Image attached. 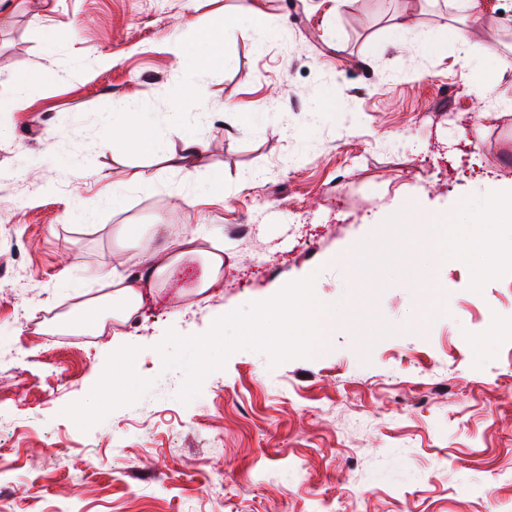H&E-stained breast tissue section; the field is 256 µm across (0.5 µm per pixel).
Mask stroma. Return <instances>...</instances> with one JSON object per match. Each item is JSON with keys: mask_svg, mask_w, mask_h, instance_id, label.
I'll list each match as a JSON object with an SVG mask.
<instances>
[{"mask_svg": "<svg viewBox=\"0 0 512 512\" xmlns=\"http://www.w3.org/2000/svg\"><path fill=\"white\" fill-rule=\"evenodd\" d=\"M9 2L0 95L30 85L0 115V512H512V257L446 259L424 226L475 233L512 188V0ZM215 14L224 64L185 86L171 45ZM131 120L143 142L103 150ZM184 135L209 148L170 170ZM122 224L210 232L223 288L186 262L80 349L22 328L136 262ZM304 281L336 303L320 352L259 315Z\"/></svg>", "mask_w": 512, "mask_h": 512, "instance_id": "obj_1", "label": "stroma"}]
</instances>
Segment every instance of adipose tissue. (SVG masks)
<instances>
[{"mask_svg": "<svg viewBox=\"0 0 512 512\" xmlns=\"http://www.w3.org/2000/svg\"><path fill=\"white\" fill-rule=\"evenodd\" d=\"M231 24L228 16L218 14L198 22L190 43L176 42L174 52L182 61V72L186 85H193L201 70L209 64L222 61L219 44L224 31ZM512 222V190L496 191L489 195L487 208L481 219L483 229L472 238V247L491 254H511L512 242L503 241L496 226L502 221ZM125 245L137 253L138 273L131 274L117 267L98 270L97 278L109 287L104 298L79 304L66 318V325L90 327L103 331L106 322L124 324L138 315L145 298L150 295L156 281L167 278L184 262H195L200 266V276L195 285L198 293L220 287L224 269V250L219 246H207L204 235L194 233L165 241L162 247H143L140 237L125 235ZM264 315L275 316L307 327L318 347H325L336 333V305L318 300L313 287L302 284L292 288L286 297L268 303Z\"/></svg>", "mask_w": 512, "mask_h": 512, "instance_id": "ef3b65f1", "label": "adipose tissue"}]
</instances>
